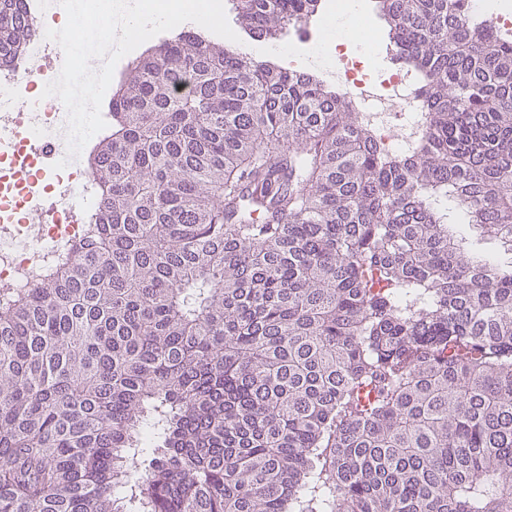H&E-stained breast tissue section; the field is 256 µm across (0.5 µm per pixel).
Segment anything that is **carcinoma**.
<instances>
[{
	"instance_id": "1",
	"label": "carcinoma",
	"mask_w": 512,
	"mask_h": 512,
	"mask_svg": "<svg viewBox=\"0 0 512 512\" xmlns=\"http://www.w3.org/2000/svg\"><path fill=\"white\" fill-rule=\"evenodd\" d=\"M376 3L422 75L409 153L191 31L122 80L94 223L0 294V512H512V264L466 235L512 251V39ZM35 32L0 0V66ZM469 248L471 251L490 257L497 258L500 261H507L510 258V254L505 253L501 245L492 239L480 238V236L473 234L470 237Z\"/></svg>"
}]
</instances>
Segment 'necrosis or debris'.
<instances>
[{"label":"necrosis or debris","mask_w":512,"mask_h":512,"mask_svg":"<svg viewBox=\"0 0 512 512\" xmlns=\"http://www.w3.org/2000/svg\"><path fill=\"white\" fill-rule=\"evenodd\" d=\"M50 11L39 0L37 25L21 65L0 68V288H17L47 271L65 243L81 231L97 207V187L80 164L56 169L45 143L65 138L67 110L41 86L57 73L50 59H63L61 47L45 37ZM305 45L339 73L337 87L361 104L363 121L391 151L404 153L422 131L419 77L406 67L381 74L368 72L366 60L381 46L365 43L361 53H342L327 33L309 36Z\"/></svg>","instance_id":"obj_1"}]
</instances>
